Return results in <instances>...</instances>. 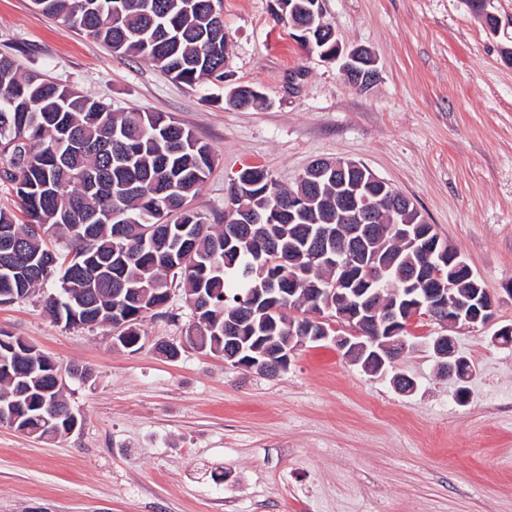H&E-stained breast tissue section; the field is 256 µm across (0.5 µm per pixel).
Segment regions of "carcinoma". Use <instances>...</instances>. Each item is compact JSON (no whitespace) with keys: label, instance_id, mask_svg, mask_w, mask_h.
I'll return each mask as SVG.
<instances>
[{"label":"carcinoma","instance_id":"1","mask_svg":"<svg viewBox=\"0 0 512 512\" xmlns=\"http://www.w3.org/2000/svg\"><path fill=\"white\" fill-rule=\"evenodd\" d=\"M35 8L84 33L112 52L140 57L172 80L194 86L224 79V18L215 0H32ZM313 0H283L281 17L311 24L314 48L336 43L324 13L311 14ZM261 99L249 87L231 92L228 102L247 107ZM214 157L192 131L162 113L116 112L111 105L39 73L20 72L0 54V180L11 185L26 217L16 223L0 210V229L21 244L13 256L0 248V293L25 300L45 282L57 280L45 298L54 319L121 328L118 346L143 348L141 322L149 311L169 303L174 281L194 300L190 345L220 354L227 348L224 323L250 305L264 306L257 289L273 280L283 297L255 325L243 361L256 356L261 337L288 349L290 332H307L291 307L288 281L294 262L324 246L343 249L347 233L337 228L353 220L336 213V171L305 170L296 186L279 187L258 166L241 170L224 211V223L206 222L192 205ZM304 194L300 209L288 206ZM254 206L268 214L264 224L241 223V210ZM386 224H422L414 209H383ZM236 224L244 237L263 239L278 253L258 261L245 243L230 245L226 230ZM65 239L66 251L49 249L46 238ZM369 254L388 271L380 284L405 298V279L423 254L393 237L368 239ZM340 273L313 264L296 287L336 288ZM47 359L19 354V340L0 342V395L18 396L17 429L37 438L70 434L66 418L43 416L45 408H67L64 390L45 377Z\"/></svg>","mask_w":512,"mask_h":512}]
</instances>
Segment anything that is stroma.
Segmentation results:
<instances>
[{
	"label": "stroma",
	"mask_w": 512,
	"mask_h": 512,
	"mask_svg": "<svg viewBox=\"0 0 512 512\" xmlns=\"http://www.w3.org/2000/svg\"><path fill=\"white\" fill-rule=\"evenodd\" d=\"M218 5L220 82L176 83L31 0H0V53L114 110L190 128L215 158L194 200L212 224L245 167L291 188L319 158L365 165L411 198L512 324V0L489 6L502 19L495 35L470 0H323L341 42L372 54L365 90L293 38L276 0ZM238 85L264 105H228ZM190 316L174 290L132 352L108 331L55 323L42 297L0 306V333L91 372L66 389L82 420L73 433L39 439L0 424V512H512V346L454 330L475 368L462 405L437 372L431 320L395 364L416 382L404 394L330 341L299 348L275 377L233 368L182 347ZM159 339L179 357L157 355Z\"/></svg>",
	"instance_id": "35a3bbf8"
}]
</instances>
